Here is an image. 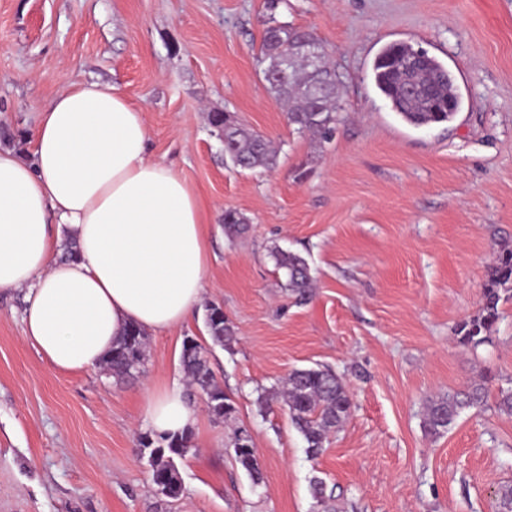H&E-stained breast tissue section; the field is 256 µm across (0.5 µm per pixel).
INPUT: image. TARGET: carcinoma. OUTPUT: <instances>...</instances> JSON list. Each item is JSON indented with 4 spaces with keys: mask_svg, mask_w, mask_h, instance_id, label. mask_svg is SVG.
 I'll return each mask as SVG.
<instances>
[{
    "mask_svg": "<svg viewBox=\"0 0 512 512\" xmlns=\"http://www.w3.org/2000/svg\"><path fill=\"white\" fill-rule=\"evenodd\" d=\"M297 30L281 25L266 30L260 49L259 63L263 70L277 69L288 73L291 91L286 93L270 87L277 97L293 103L288 114L289 122L300 131H307L322 139L331 137L337 121V91L330 88L322 94L319 111L310 110L313 93L305 50L288 57V42ZM373 82L390 104L393 112L414 127H429L445 123L455 115L459 96L448 69L436 58L403 43L387 46L373 65ZM416 82L422 87H431L437 98L446 105L434 109L432 102L412 97L405 85ZM212 128L224 134V155L234 167L254 169L271 168L277 154L271 141L261 133L248 127L238 118L226 119L225 113L209 115ZM224 229L231 235H240L248 229L244 219L234 211L224 213ZM273 256L277 266L287 275L289 290L305 296L312 283L310 268L306 260L292 252L275 250ZM512 297V250L497 253L491 267L489 281L483 289L484 303L480 312L457 326L459 342L476 348L491 340V331L500 317L499 302ZM219 306H207L205 323L210 339L226 348L237 341L236 331L228 319L217 313ZM146 359V337L144 331L132 325L112 346L103 361L106 370L118 377H134L141 372ZM181 366L206 395L209 414L215 420H228L235 412V402L216 383L206 356V347L198 341L182 344ZM488 396L487 379L469 385L465 390L433 400L427 407L425 428L432 435L448 431L460 413L478 407ZM262 407L270 409L279 403L287 408L296 429L303 436L306 452L312 459L324 452L327 435L338 429L347 419L351 409V398L341 379L328 368H298L292 370L283 390L275 388L259 397ZM236 461L248 473L254 484L263 482V473L257 462L253 446H244L242 433L233 440ZM191 449V432L174 436H157L144 433L139 437L140 455L147 458L155 493L166 500H176L182 493V482L173 456H183ZM312 496L320 512H336L335 496L326 491L324 482L318 478L311 481Z\"/></svg>",
    "mask_w": 512,
    "mask_h": 512,
    "instance_id": "1",
    "label": "carcinoma"
}]
</instances>
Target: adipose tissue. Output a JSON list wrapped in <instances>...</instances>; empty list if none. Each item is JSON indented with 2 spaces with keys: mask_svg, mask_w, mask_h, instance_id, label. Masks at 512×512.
Segmentation results:
<instances>
[{
  "mask_svg": "<svg viewBox=\"0 0 512 512\" xmlns=\"http://www.w3.org/2000/svg\"><path fill=\"white\" fill-rule=\"evenodd\" d=\"M149 139L119 88L91 81L41 109L31 161L0 151V292L25 290L23 336L59 371L98 366L130 325L171 332L201 300L200 204L150 157ZM65 235L75 259L56 256ZM145 417L179 433L197 411L174 383L148 398Z\"/></svg>",
  "mask_w": 512,
  "mask_h": 512,
  "instance_id": "adipose-tissue-1",
  "label": "adipose tissue"
}]
</instances>
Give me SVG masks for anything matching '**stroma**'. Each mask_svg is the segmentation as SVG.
Returning a JSON list of instances; mask_svg holds the SVG:
<instances>
[{
  "label": "stroma",
  "mask_w": 512,
  "mask_h": 512,
  "mask_svg": "<svg viewBox=\"0 0 512 512\" xmlns=\"http://www.w3.org/2000/svg\"><path fill=\"white\" fill-rule=\"evenodd\" d=\"M323 44L339 86L330 140L299 132L268 92L267 27ZM392 43L425 50L456 78L453 121L415 128L372 82ZM89 81L117 85L144 114L153 159L197 193L210 261L204 303L222 306L232 347L211 345L203 310L147 336L137 378L101 367L60 372L23 338L25 292L0 294V512H317L310 482L339 512H498L512 485V300L488 344L460 345L493 258L512 248V0H0V149L30 159L41 108ZM233 112L269 137L274 168H233L210 126ZM242 216V236L224 213ZM305 257L313 289L287 287L274 248ZM209 347L237 407L203 403L183 491L160 501L138 452L150 394L184 378L185 337ZM328 367L350 414L318 459L288 412L257 398L295 368ZM490 374L486 404L438 436L429 401ZM247 430L253 484L230 446Z\"/></svg>",
  "instance_id": "stroma-1"
}]
</instances>
